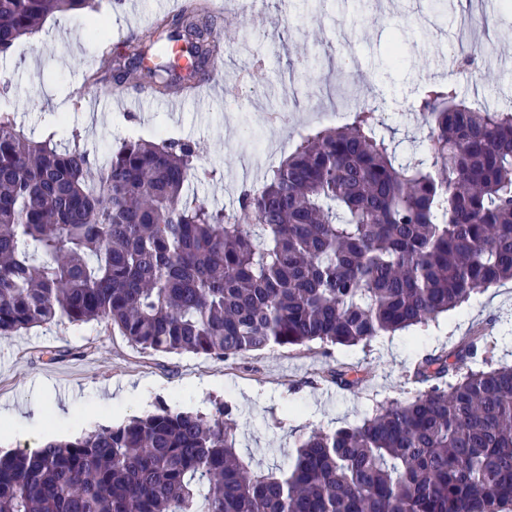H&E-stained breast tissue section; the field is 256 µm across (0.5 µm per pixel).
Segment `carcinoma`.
<instances>
[{"mask_svg": "<svg viewBox=\"0 0 512 512\" xmlns=\"http://www.w3.org/2000/svg\"><path fill=\"white\" fill-rule=\"evenodd\" d=\"M95 0H0V53L56 12ZM220 26L185 0L128 61L87 77L149 94L210 76ZM179 43L188 63L145 67ZM425 152L397 161L367 108L313 131L237 212L188 197L187 139H129L99 166L35 141L0 112V337L106 321L134 345L237 359L313 342L353 346L423 328L512 281V111L422 94ZM477 327L413 371L427 385L360 422L314 433L292 467L253 469L235 409L165 406L126 423L0 455V512H512V364L478 358ZM480 363L461 373L458 363ZM357 370H330L336 384Z\"/></svg>", "mask_w": 512, "mask_h": 512, "instance_id": "obj_1", "label": "carcinoma"}]
</instances>
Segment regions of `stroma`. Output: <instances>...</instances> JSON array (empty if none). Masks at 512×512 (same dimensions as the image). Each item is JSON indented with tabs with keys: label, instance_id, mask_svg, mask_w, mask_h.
Wrapping results in <instances>:
<instances>
[{
	"label": "stroma",
	"instance_id": "stroma-1",
	"mask_svg": "<svg viewBox=\"0 0 512 512\" xmlns=\"http://www.w3.org/2000/svg\"><path fill=\"white\" fill-rule=\"evenodd\" d=\"M233 8L237 24L219 31L224 84L207 106L170 112L145 97V112L107 107L112 84L88 87L103 45L148 29L174 0H124L113 9L56 13L34 37L0 54V112L34 138L55 132L63 147L106 161L132 137L193 141L204 177L192 180L197 202L234 215L242 183L262 186L302 136L339 126L333 97L375 109L381 134L399 160L427 146L428 124L417 112L426 84L453 81L486 108L512 107V0H473L478 43L487 52L477 80L452 52L458 16L453 0H216ZM348 62L345 76L337 59ZM104 105L88 111L89 97ZM485 328L496 359L512 364V281L471 298L428 327L380 336L369 345L312 343L252 352L238 360L162 353L132 344L103 321L61 322L0 339V410L35 419L43 431L81 434L117 425L166 404L211 413L219 402L237 409L241 454L261 468H289L311 433L360 422L377 404L413 396L410 368L427 355L452 352L473 326ZM350 365L361 382L343 388L331 368Z\"/></svg>",
	"mask_w": 512,
	"mask_h": 512
}]
</instances>
